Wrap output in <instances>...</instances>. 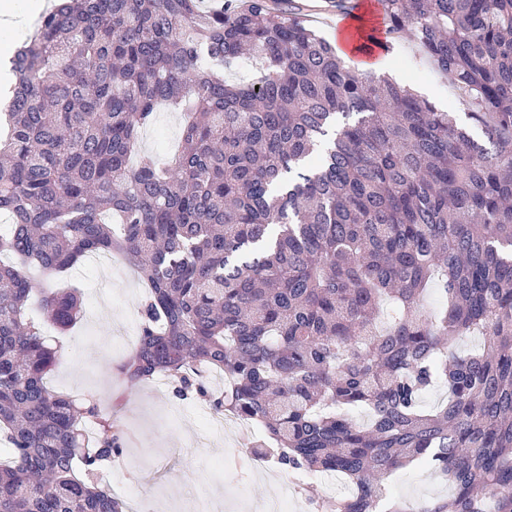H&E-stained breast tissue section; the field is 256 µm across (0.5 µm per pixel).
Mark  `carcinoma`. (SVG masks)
I'll return each mask as SVG.
<instances>
[{
	"instance_id": "carcinoma-1",
	"label": "carcinoma",
	"mask_w": 512,
	"mask_h": 512,
	"mask_svg": "<svg viewBox=\"0 0 512 512\" xmlns=\"http://www.w3.org/2000/svg\"><path fill=\"white\" fill-rule=\"evenodd\" d=\"M227 2L61 0L10 60L0 512H129L99 482L124 454L112 417L47 383L62 347L44 324L75 325L81 296L26 275L98 253L147 288L125 385L164 375L261 426L249 458L343 475L354 490L322 512H512V0H374L383 37L355 28L360 52L412 38L468 99V126L360 72L295 0ZM246 53L266 65L255 82L212 69ZM162 103L184 116L178 153L133 166ZM438 386L448 399L425 406ZM412 465L453 495L387 497Z\"/></svg>"
}]
</instances>
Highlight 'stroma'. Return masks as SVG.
I'll return each instance as SVG.
<instances>
[{
  "label": "stroma",
  "instance_id": "obj_1",
  "mask_svg": "<svg viewBox=\"0 0 512 512\" xmlns=\"http://www.w3.org/2000/svg\"><path fill=\"white\" fill-rule=\"evenodd\" d=\"M374 73L411 88L440 110L471 109L410 39L395 43ZM181 129V113L161 109L141 135L140 152L164 153L177 143ZM68 279L82 294V313L65 334L51 336L64 357L48 384L59 392L93 396L123 432L126 452L102 472V483L124 497L131 512H186L201 499L222 502V512H255L274 485L290 478L285 469L250 468L241 459V449L261 443V432L232 427L206 435L213 414L208 404L175 397L171 386L152 381L126 387L118 373L128 351L118 345L116 330L138 324L145 293L135 268L116 258L84 261L69 271ZM385 487L403 500L444 498L451 491L426 466L398 470Z\"/></svg>",
  "mask_w": 512,
  "mask_h": 512
}]
</instances>
